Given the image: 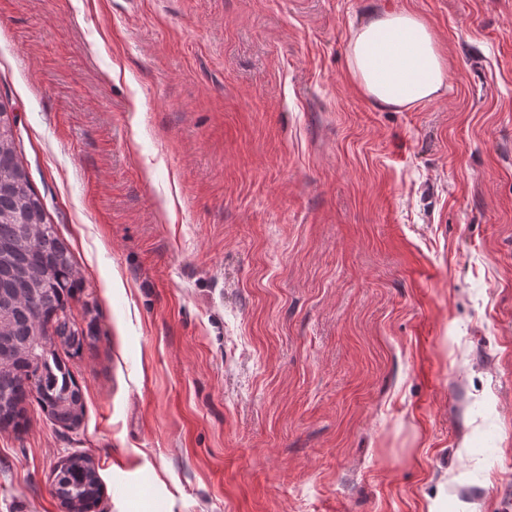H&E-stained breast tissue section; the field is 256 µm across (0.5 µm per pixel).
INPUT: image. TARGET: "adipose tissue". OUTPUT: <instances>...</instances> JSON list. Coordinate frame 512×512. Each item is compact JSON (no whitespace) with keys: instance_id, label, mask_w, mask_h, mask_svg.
Listing matches in <instances>:
<instances>
[{"instance_id":"ef3b65f1","label":"adipose tissue","mask_w":512,"mask_h":512,"mask_svg":"<svg viewBox=\"0 0 512 512\" xmlns=\"http://www.w3.org/2000/svg\"><path fill=\"white\" fill-rule=\"evenodd\" d=\"M356 87L383 108L401 109L441 97L448 61L431 26L405 10L373 14L348 44Z\"/></svg>"}]
</instances>
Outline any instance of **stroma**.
I'll return each mask as SVG.
<instances>
[{
  "label": "stroma",
  "mask_w": 512,
  "mask_h": 512,
  "mask_svg": "<svg viewBox=\"0 0 512 512\" xmlns=\"http://www.w3.org/2000/svg\"><path fill=\"white\" fill-rule=\"evenodd\" d=\"M430 24L439 100L349 74ZM0 95L82 283L75 428L0 431V512H504L512 0H0ZM150 486H143V475ZM356 87L382 108L401 109L441 97L448 61L431 26L406 10L373 14L348 44ZM67 464L54 472L52 486L61 504H74L78 512H92L102 495V483L92 459L73 453Z\"/></svg>",
  "instance_id": "obj_1"
}]
</instances>
